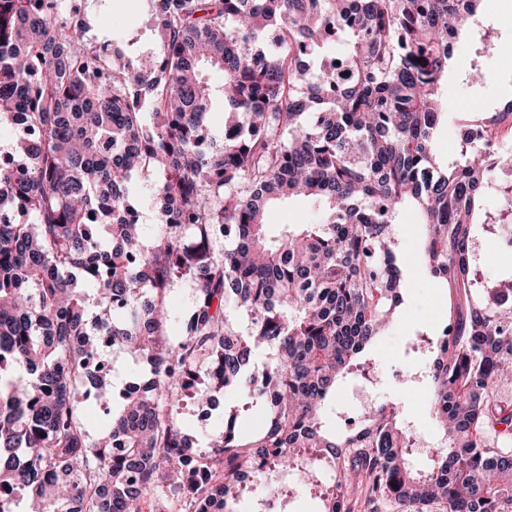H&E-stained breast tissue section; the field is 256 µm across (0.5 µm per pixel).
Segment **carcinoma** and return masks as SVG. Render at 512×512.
Wrapping results in <instances>:
<instances>
[{
	"mask_svg": "<svg viewBox=\"0 0 512 512\" xmlns=\"http://www.w3.org/2000/svg\"><path fill=\"white\" fill-rule=\"evenodd\" d=\"M481 4L150 0L157 52L127 59L84 37L87 15L62 0H0V124L29 128L0 158V491L38 512H144L167 490L194 512H240L241 470L271 454L254 469L259 499L290 470L324 487L334 459L347 512H512V402L497 395L512 376V274L476 266L478 229L512 226L499 176L512 148L488 157L467 119L460 160L435 151L448 61ZM207 68L224 71L236 132L201 147ZM464 77L491 72L474 61ZM145 171L149 239L131 205ZM299 197L322 204L321 222L269 230L268 206ZM406 207L427 274L465 300L417 373L439 427L424 471L393 406L363 412L356 433L329 427L344 377L377 381L361 356L403 301ZM183 279L196 301L168 341L166 295ZM109 345L145 386L113 395L112 373L89 366ZM202 368L199 406L237 392L264 414L260 433L239 434L228 411L213 451L196 449L174 406ZM90 398L107 413L97 440L78 414Z\"/></svg>",
	"mask_w": 512,
	"mask_h": 512,
	"instance_id": "1",
	"label": "carcinoma"
}]
</instances>
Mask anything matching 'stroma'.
Returning a JSON list of instances; mask_svg holds the SVG:
<instances>
[{
  "instance_id": "35a3bbf8",
  "label": "stroma",
  "mask_w": 512,
  "mask_h": 512,
  "mask_svg": "<svg viewBox=\"0 0 512 512\" xmlns=\"http://www.w3.org/2000/svg\"><path fill=\"white\" fill-rule=\"evenodd\" d=\"M86 8L95 17L89 31L94 41L118 42L131 57L155 51L156 32L147 0H86ZM481 13L501 36V53L491 63L495 71L493 81L477 87L462 81L467 60L459 57L453 61L443 87L449 105L448 120L439 126L438 156L445 161L455 157L456 125L476 111L498 112L512 102V0H484ZM320 219L317 205L309 198L272 204L266 216L267 224L274 228L285 224H316ZM398 222L400 226L412 228L410 236L399 239V250L406 259V288L392 325L370 349L380 364L372 401L396 405L417 433L432 438L439 432L434 416L416 409L428 390L405 378L406 372L421 370L425 364L421 355L412 353L409 340L415 333L429 334L441 328L447 321L449 307L457 305L458 300L447 289L438 287L421 263L423 228L414 210H404ZM198 410L193 390H182L175 407L177 420L187 426L197 447L202 449L208 448L212 439L223 431L225 411H237V427L242 434L257 433L264 425L262 414L243 408L241 399L234 393L220 397L219 408L208 424L197 421Z\"/></svg>"
}]
</instances>
